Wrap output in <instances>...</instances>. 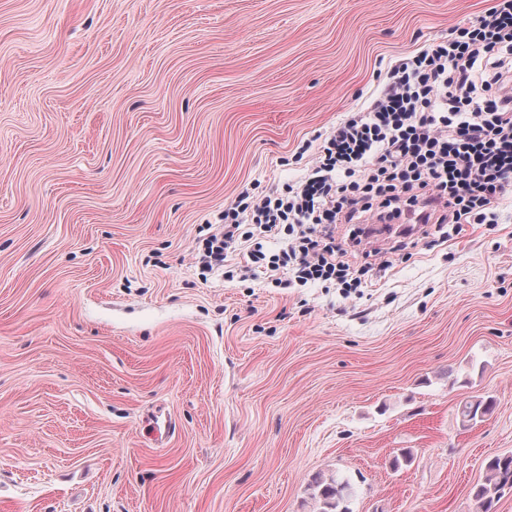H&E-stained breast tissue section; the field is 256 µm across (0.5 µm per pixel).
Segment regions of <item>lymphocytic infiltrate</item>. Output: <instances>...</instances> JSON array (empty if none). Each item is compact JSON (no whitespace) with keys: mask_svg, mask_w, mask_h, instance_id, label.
<instances>
[{"mask_svg":"<svg viewBox=\"0 0 512 512\" xmlns=\"http://www.w3.org/2000/svg\"><path fill=\"white\" fill-rule=\"evenodd\" d=\"M512 201V0L456 27L448 40L397 60L368 107L348 113L317 147L307 173L285 192H241L196 254L200 269L223 266L257 225L288 245L250 264L288 266L299 285L322 283L349 294L368 266L345 258L336 227L351 225L361 245L368 223L400 219L423 206L424 232L441 239L466 224H495Z\"/></svg>","mask_w":512,"mask_h":512,"instance_id":"lymphocytic-infiltrate-1","label":"lymphocytic infiltrate"}]
</instances>
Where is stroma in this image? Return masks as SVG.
I'll return each mask as SVG.
<instances>
[{
    "label": "stroma",
    "mask_w": 512,
    "mask_h": 512,
    "mask_svg": "<svg viewBox=\"0 0 512 512\" xmlns=\"http://www.w3.org/2000/svg\"><path fill=\"white\" fill-rule=\"evenodd\" d=\"M493 4L0 0V512H317L332 471L352 512H473L512 453V206L360 295L194 256ZM495 408V401L492 398H477L465 402L459 408V413L466 422L475 423L481 421L485 416L491 414ZM485 478L482 483L471 490L474 512H492L502 495L499 494L501 483L512 478V454L494 456L485 463ZM307 490L319 502V512H352L349 505L356 496V487L349 478L317 474L309 482Z\"/></svg>",
    "instance_id": "35a3bbf8"
}]
</instances>
